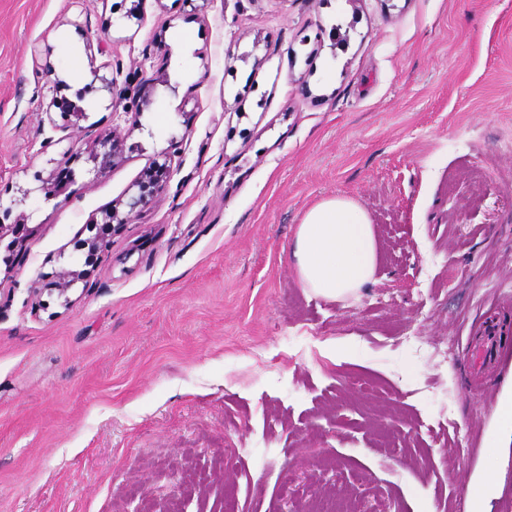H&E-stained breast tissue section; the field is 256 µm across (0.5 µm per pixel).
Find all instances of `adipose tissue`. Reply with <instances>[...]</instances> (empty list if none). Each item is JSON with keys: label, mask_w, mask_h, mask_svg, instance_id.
Returning <instances> with one entry per match:
<instances>
[{"label": "adipose tissue", "mask_w": 512, "mask_h": 512, "mask_svg": "<svg viewBox=\"0 0 512 512\" xmlns=\"http://www.w3.org/2000/svg\"><path fill=\"white\" fill-rule=\"evenodd\" d=\"M291 260L301 288L338 301L357 296L378 269L370 216L343 197L316 203L297 228Z\"/></svg>", "instance_id": "1"}]
</instances>
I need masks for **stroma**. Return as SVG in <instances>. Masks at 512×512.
Listing matches in <instances>:
<instances>
[{"label": "stroma", "instance_id": "stroma-1", "mask_svg": "<svg viewBox=\"0 0 512 512\" xmlns=\"http://www.w3.org/2000/svg\"><path fill=\"white\" fill-rule=\"evenodd\" d=\"M166 160L94 288L33 295ZM335 196L379 247L344 302L289 258ZM7 210L33 232L0 273V512H465L488 474L512 512V360L465 362L512 315V0H0ZM125 135H122L120 130H112V138L100 141L98 144L104 149L109 145L107 150L103 153H94V159L99 161V169L101 173L107 172L117 161L121 151V143ZM504 433L511 435L512 439V384L505 386L497 398L491 436L496 441Z\"/></svg>", "mask_w": 512, "mask_h": 512}]
</instances>
